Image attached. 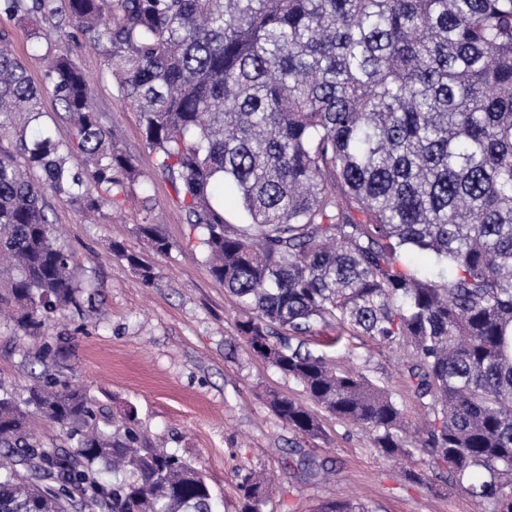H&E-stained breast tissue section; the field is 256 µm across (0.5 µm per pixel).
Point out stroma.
<instances>
[{
    "mask_svg": "<svg viewBox=\"0 0 512 512\" xmlns=\"http://www.w3.org/2000/svg\"><path fill=\"white\" fill-rule=\"evenodd\" d=\"M41 27L46 38L35 49L29 22L0 14V35L37 82L43 50L57 38L52 22ZM73 49L113 142L134 159L139 177L118 211L105 207L90 213L65 198L49 197L56 242L80 256L84 287L75 305L45 322L41 335H23L14 316H0V386L23 393L49 368L85 390L112 428L135 422L149 446L177 453L201 469L216 493L215 512H238L241 470L274 473L265 512H318L339 493L371 512H484L460 490L405 476L376 452L367 431L326 416L323 437L304 438L272 413L271 394L301 402L305 394L249 355L236 327L238 305L196 251V233L145 144L137 113L118 94L101 52L82 42ZM146 220L172 242L168 253H154L137 234V224ZM116 241L155 268L152 287H143L126 261L113 255ZM329 338L324 332L312 343L392 392L409 419L425 417V408L403 387L401 363L387 345L359 336L332 346ZM304 457L327 469L328 477L307 475L299 465Z\"/></svg>",
    "mask_w": 512,
    "mask_h": 512,
    "instance_id": "stroma-1",
    "label": "stroma"
}]
</instances>
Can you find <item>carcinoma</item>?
<instances>
[{
  "label": "carcinoma",
  "instance_id": "1",
  "mask_svg": "<svg viewBox=\"0 0 512 512\" xmlns=\"http://www.w3.org/2000/svg\"><path fill=\"white\" fill-rule=\"evenodd\" d=\"M1 13L72 28L39 86L0 36V134L13 139L0 145V303L19 310L23 335L78 288L81 261L53 238L47 195L119 207L136 177L74 60L79 35L138 112L209 273L245 313L249 354L402 461L403 410L309 336L409 352L404 381L431 418L415 438L428 471L407 475L444 476L487 512H512V0H0ZM48 90L64 139L41 121ZM226 181L246 224L215 202ZM136 231L171 250L155 225ZM411 249L436 268L405 265ZM112 253L154 284L139 255L118 242ZM270 406L321 435L303 403ZM36 415L71 447L40 444ZM0 448L14 456L0 512H213L197 467L132 427L99 428L86 394L47 371L22 397L0 388ZM239 478V512H262L265 477ZM320 512L370 510L340 496Z\"/></svg>",
  "mask_w": 512,
  "mask_h": 512
}]
</instances>
